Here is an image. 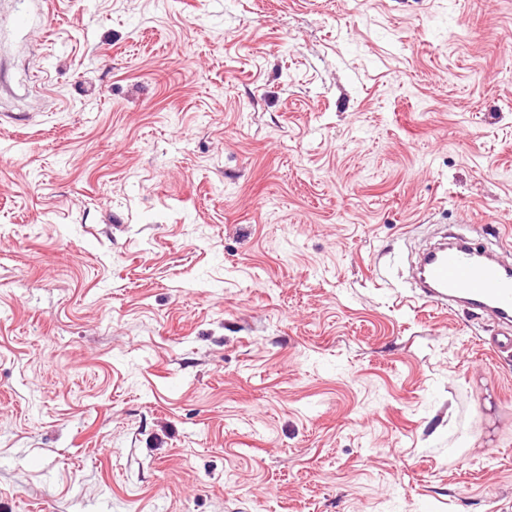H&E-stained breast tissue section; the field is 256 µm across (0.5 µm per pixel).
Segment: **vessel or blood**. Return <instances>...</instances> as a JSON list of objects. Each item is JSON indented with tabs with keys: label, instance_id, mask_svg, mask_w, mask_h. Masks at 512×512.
<instances>
[{
	"label": "vessel or blood",
	"instance_id": "1",
	"mask_svg": "<svg viewBox=\"0 0 512 512\" xmlns=\"http://www.w3.org/2000/svg\"><path fill=\"white\" fill-rule=\"evenodd\" d=\"M415 279L416 299L441 311L462 307L494 320L500 332L486 338V346L496 353L512 350V265L494 248L455 236L424 254Z\"/></svg>",
	"mask_w": 512,
	"mask_h": 512
}]
</instances>
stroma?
<instances>
[{
  "label": "stroma",
  "instance_id": "1",
  "mask_svg": "<svg viewBox=\"0 0 512 512\" xmlns=\"http://www.w3.org/2000/svg\"><path fill=\"white\" fill-rule=\"evenodd\" d=\"M512 0H0V512H512ZM428 250L415 276L419 292L409 299L441 311L464 307L494 320L501 328L484 339L493 352L512 350V266L487 244L463 235Z\"/></svg>",
  "mask_w": 512,
  "mask_h": 512
}]
</instances>
